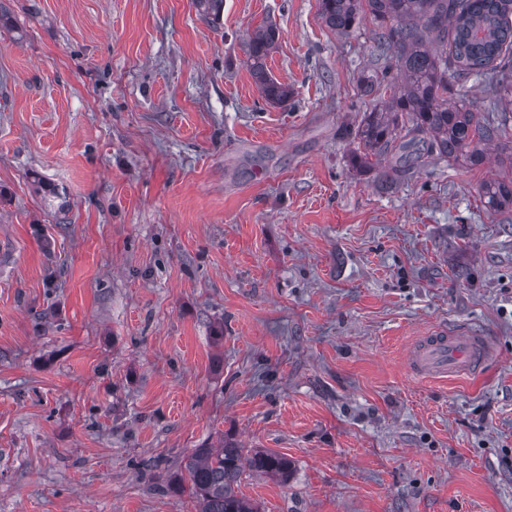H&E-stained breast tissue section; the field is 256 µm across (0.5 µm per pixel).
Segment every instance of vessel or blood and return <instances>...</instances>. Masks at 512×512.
Masks as SVG:
<instances>
[{"label":"vessel or blood","instance_id":"vessel-or-blood-1","mask_svg":"<svg viewBox=\"0 0 512 512\" xmlns=\"http://www.w3.org/2000/svg\"><path fill=\"white\" fill-rule=\"evenodd\" d=\"M490 353L486 337L465 328L437 327L420 337L410 353V369L421 377L446 378L478 371Z\"/></svg>","mask_w":512,"mask_h":512}]
</instances>
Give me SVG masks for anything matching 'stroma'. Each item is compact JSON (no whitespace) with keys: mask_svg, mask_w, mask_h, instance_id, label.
Returning <instances> with one entry per match:
<instances>
[{"mask_svg":"<svg viewBox=\"0 0 512 512\" xmlns=\"http://www.w3.org/2000/svg\"><path fill=\"white\" fill-rule=\"evenodd\" d=\"M292 92L267 104L247 47ZM378 25L320 0H0V512H198L185 457L290 460L259 512H512V112L481 164L360 172ZM474 374L411 373L435 326ZM278 34L273 28L258 29L248 46L249 67L267 101L282 103L288 100V86L272 78L266 69V58ZM481 192L490 210L512 208V179L488 181L481 186ZM490 347L485 336L466 328L432 329L421 336L410 353V369L420 377L447 378L474 373L485 362Z\"/></svg>","mask_w":512,"mask_h":512,"instance_id":"35a3bbf8","label":"stroma"}]
</instances>
